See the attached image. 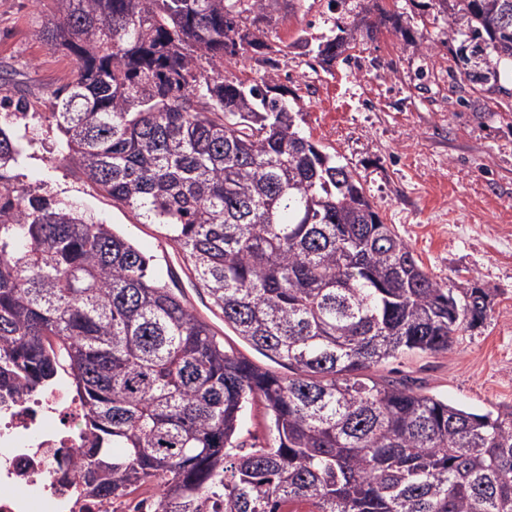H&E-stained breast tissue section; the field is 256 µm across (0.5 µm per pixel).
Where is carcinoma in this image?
Segmentation results:
<instances>
[{
  "mask_svg": "<svg viewBox=\"0 0 512 512\" xmlns=\"http://www.w3.org/2000/svg\"><path fill=\"white\" fill-rule=\"evenodd\" d=\"M37 36L76 63L48 119L62 160L175 247L176 272L14 174L29 128L0 125V391L70 378L91 437L89 497L151 512H512V409L475 412L374 369L448 351L488 288L434 279L358 174L300 135L265 79L207 74L278 0H51ZM473 77L512 63V0H461ZM354 35L327 41L339 58ZM263 408L268 438H239Z\"/></svg>",
  "mask_w": 512,
  "mask_h": 512,
  "instance_id": "obj_1",
  "label": "carcinoma"
}]
</instances>
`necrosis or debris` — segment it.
Here are the masks:
<instances>
[{
    "label": "necrosis or debris",
    "mask_w": 512,
    "mask_h": 512,
    "mask_svg": "<svg viewBox=\"0 0 512 512\" xmlns=\"http://www.w3.org/2000/svg\"><path fill=\"white\" fill-rule=\"evenodd\" d=\"M82 418L79 398L61 387L20 393L0 408V512H136L137 502L116 506L86 496L77 478L50 476L52 455L72 466L84 458Z\"/></svg>",
    "instance_id": "obj_1"
}]
</instances>
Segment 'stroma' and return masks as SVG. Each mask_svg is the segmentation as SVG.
<instances>
[{
	"label": "stroma",
	"mask_w": 512,
	"mask_h": 512,
	"mask_svg": "<svg viewBox=\"0 0 512 512\" xmlns=\"http://www.w3.org/2000/svg\"><path fill=\"white\" fill-rule=\"evenodd\" d=\"M48 0H0V68L15 77L11 97L30 107L17 118L34 142L18 172L26 183L94 214L128 238L158 269L180 267L155 225L80 178L58 156L61 133L45 115L52 93L70 82L75 62L34 33ZM388 18L358 30L364 14ZM259 29L274 65L251 53L225 56L224 76L272 77L297 99L304 135L354 169L385 223L440 283L478 282L494 293L488 318L463 330L448 351L408 355L376 371L475 411L512 408V76L484 90L460 74L465 44L448 37L450 15L431 0H289ZM355 29L351 60L325 64L319 44Z\"/></svg>",
	"instance_id": "35a3bbf8"
}]
</instances>
